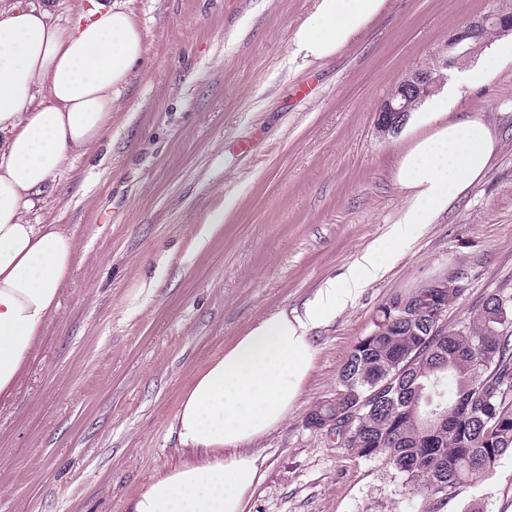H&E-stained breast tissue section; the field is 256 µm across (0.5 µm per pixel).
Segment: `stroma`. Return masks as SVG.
<instances>
[{
	"mask_svg": "<svg viewBox=\"0 0 512 512\" xmlns=\"http://www.w3.org/2000/svg\"><path fill=\"white\" fill-rule=\"evenodd\" d=\"M145 54L109 135L69 157L27 216L75 231L60 306L16 394L0 403V512H129L187 454L170 433L195 375L265 315L299 308L390 235L410 193L396 175L419 134L380 133L406 72L493 0H385L335 56L293 52L314 0H124ZM313 84L311 96L294 95ZM453 113L478 112L498 145L485 177L401 243L387 274L313 332V368L261 438L265 477L246 512H512V457L448 496L407 484L308 425L335 399L357 341L397 295L456 276L455 328L512 291V59ZM235 205L205 244L209 214Z\"/></svg>",
	"mask_w": 512,
	"mask_h": 512,
	"instance_id": "stroma-1",
	"label": "stroma"
}]
</instances>
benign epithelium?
<instances>
[{"label":"benign epithelium","mask_w":512,"mask_h":512,"mask_svg":"<svg viewBox=\"0 0 512 512\" xmlns=\"http://www.w3.org/2000/svg\"><path fill=\"white\" fill-rule=\"evenodd\" d=\"M506 14L505 10L492 11L473 18L456 29L436 54L437 66L440 67L438 74L434 75L423 68H418L409 71L397 81L379 107L378 131L388 134L399 130L405 124L411 102L418 90L429 85L442 87L448 80V60L461 61L471 57V48L464 42V38L489 25L503 27Z\"/></svg>","instance_id":"7a95c632"}]
</instances>
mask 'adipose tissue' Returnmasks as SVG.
Segmentation results:
<instances>
[{"label": "adipose tissue", "instance_id": "adipose-tissue-1", "mask_svg": "<svg viewBox=\"0 0 512 512\" xmlns=\"http://www.w3.org/2000/svg\"><path fill=\"white\" fill-rule=\"evenodd\" d=\"M384 0H316L293 42L329 58L376 16ZM143 34L120 0L61 23L50 0H0V398L11 397L78 254L75 233L31 224L34 207L67 157L112 127V107L144 55ZM507 56L503 41L448 81L446 96L411 125L438 123L404 156L399 184L410 202L392 237L372 243L302 309L262 318L193 379L171 431L190 459L157 476L131 512H245L263 479L256 442L282 424L312 368L310 333L329 323L389 266L399 244L453 206L487 173L498 136L481 115L449 117L460 85L481 83Z\"/></svg>", "mask_w": 512, "mask_h": 512}]
</instances>
